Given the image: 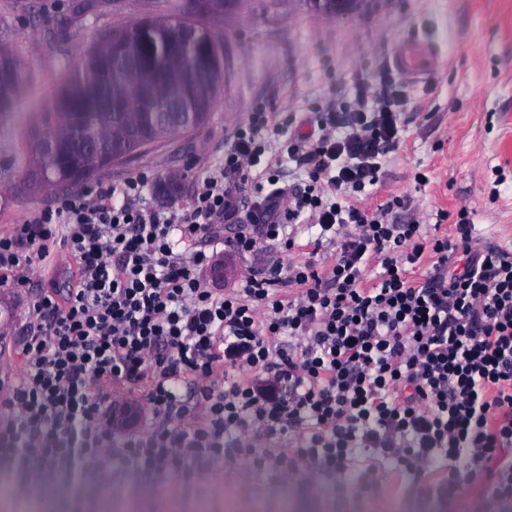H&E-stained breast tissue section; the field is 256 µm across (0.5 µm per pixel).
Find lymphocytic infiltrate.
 Instances as JSON below:
<instances>
[{"instance_id":"lymphocytic-infiltrate-1","label":"lymphocytic infiltrate","mask_w":512,"mask_h":512,"mask_svg":"<svg viewBox=\"0 0 512 512\" xmlns=\"http://www.w3.org/2000/svg\"><path fill=\"white\" fill-rule=\"evenodd\" d=\"M404 104L387 70L363 68L286 142L304 183L280 186L265 157L279 131L257 111L188 208L142 207L136 176L1 235V284H26L59 247L77 270L40 293L20 371L0 377V458L33 481L53 468L107 487L352 471L372 495L391 469L445 500H511L512 250L481 244L464 207L445 232L444 210L431 227L399 221L401 199L358 204L401 142ZM305 222L320 232L296 260ZM220 231L254 263L217 291L201 273Z\"/></svg>"}]
</instances>
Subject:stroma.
I'll return each instance as SVG.
<instances>
[{
	"instance_id": "1",
	"label": "stroma",
	"mask_w": 512,
	"mask_h": 512,
	"mask_svg": "<svg viewBox=\"0 0 512 512\" xmlns=\"http://www.w3.org/2000/svg\"><path fill=\"white\" fill-rule=\"evenodd\" d=\"M176 0H0V50L30 78L0 112V235L31 220L56 197L146 174L152 206L191 205L203 180L224 164L231 132L265 109L273 121L316 111L349 87L373 63L392 67L406 90L404 138L385 172L360 204L375 208L406 200L402 218L434 223L444 209L467 207L482 243L512 248V0H359L349 15L328 16L303 0H252L249 8L202 19L223 48V80L209 117L192 130L156 142L127 161L102 168L72 186L30 181L32 147L47 137L46 117L62 86L105 33L162 17ZM421 42L433 65L412 79L395 69L402 47ZM428 178L415 181L417 173ZM179 175L176 197L159 196L155 183ZM207 288L239 287L250 259L230 258L211 244ZM72 268L61 255L36 265L25 286L0 285V371L19 368L14 339L33 315L47 282L67 287ZM124 512H512V502L490 504L476 491L444 502L393 475L386 491L366 496L352 477H323L316 488L258 478L243 489L232 475L213 476L203 489L173 494L160 481L132 479ZM102 485L73 483L46 512H110Z\"/></svg>"
}]
</instances>
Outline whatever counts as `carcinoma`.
Listing matches in <instances>:
<instances>
[{"mask_svg": "<svg viewBox=\"0 0 512 512\" xmlns=\"http://www.w3.org/2000/svg\"><path fill=\"white\" fill-rule=\"evenodd\" d=\"M356 0H319L322 13L350 11ZM176 25L150 19L134 27L106 34L84 60L73 80L64 86L57 102L53 134L35 145V151L53 156L41 178L56 184L88 178L94 169L77 173L83 159L70 139L69 121L80 133L101 144L100 161L110 165L117 154L134 153L145 146L142 135L157 120L156 101L174 93L186 101L212 105L216 74L194 67L195 46L215 41L196 21L180 17Z\"/></svg>", "mask_w": 512, "mask_h": 512, "instance_id": "1", "label": "carcinoma"}]
</instances>
